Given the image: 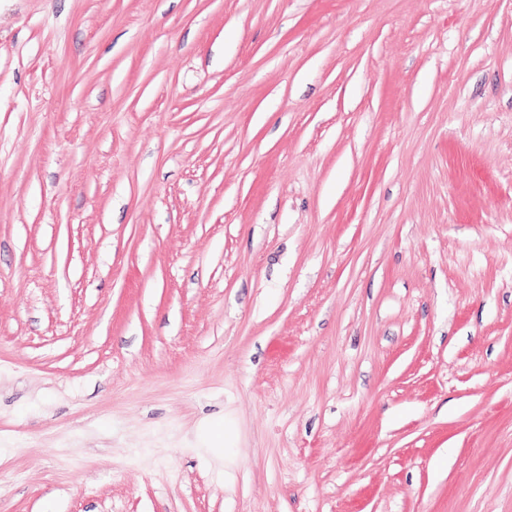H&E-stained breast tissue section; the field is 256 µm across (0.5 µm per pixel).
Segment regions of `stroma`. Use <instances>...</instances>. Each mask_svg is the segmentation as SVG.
Wrapping results in <instances>:
<instances>
[{"label":"stroma","mask_w":512,"mask_h":512,"mask_svg":"<svg viewBox=\"0 0 512 512\" xmlns=\"http://www.w3.org/2000/svg\"><path fill=\"white\" fill-rule=\"evenodd\" d=\"M0 512H512V0H0Z\"/></svg>","instance_id":"35a3bbf8"}]
</instances>
